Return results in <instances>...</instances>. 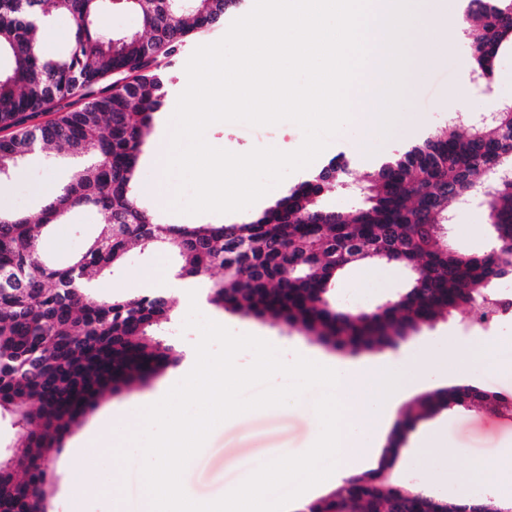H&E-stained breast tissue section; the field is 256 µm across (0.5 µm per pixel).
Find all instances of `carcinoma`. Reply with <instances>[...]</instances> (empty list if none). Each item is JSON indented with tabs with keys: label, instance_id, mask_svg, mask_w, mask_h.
Masks as SVG:
<instances>
[{
	"label": "carcinoma",
	"instance_id": "cac0c4a2",
	"mask_svg": "<svg viewBox=\"0 0 512 512\" xmlns=\"http://www.w3.org/2000/svg\"><path fill=\"white\" fill-rule=\"evenodd\" d=\"M136 13L143 33L98 27L113 6ZM241 0H0V179L51 147L89 158L41 209L0 215V417L20 431L22 461L0 472V512H45L49 463L62 436L108 392L177 366L182 352L162 339L172 303L160 294L102 297L90 275L119 266L148 240L178 256L180 273L209 284L208 302L231 314L299 328L338 352L384 350L459 309L470 316L492 298L479 287L512 276V263L490 253L447 247L442 235L458 201L488 171L512 159V109L467 130L450 122L367 176L353 181L338 155L287 196L239 224H156L134 194L140 146L172 84L179 50L194 33L224 25ZM75 21L68 48L47 57L38 32L54 14ZM460 31L474 72L490 82L512 36V0H466ZM56 117L33 123L43 112ZM350 189L361 204L337 212L324 192ZM97 209L98 233L65 266L48 263L43 230L74 210ZM497 243L512 242V182L488 207ZM393 263L420 270L391 304L352 313L334 300L352 266ZM512 412V400L469 384L419 396L397 420L377 469L350 474L300 512H481L392 478L407 433L443 410Z\"/></svg>",
	"mask_w": 512,
	"mask_h": 512
}]
</instances>
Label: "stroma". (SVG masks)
Here are the masks:
<instances>
[{"mask_svg":"<svg viewBox=\"0 0 512 512\" xmlns=\"http://www.w3.org/2000/svg\"><path fill=\"white\" fill-rule=\"evenodd\" d=\"M460 11H453L447 26L438 34L436 44L419 50L418 60L407 68L404 103L389 136L363 140L356 123H348L333 136L324 158L343 153L353 164L355 179L372 172L380 160L421 142L428 134L444 128L449 115L461 123L470 117L495 111L512 101V47L500 50L495 63L490 90L478 85L471 67L469 48L459 34ZM466 87L463 101H452L457 87ZM207 142L217 148L243 154L254 147L273 146L290 152L303 141L301 129L290 122L274 126H249L243 123L218 122L206 132ZM74 171L71 159L46 161L44 153L30 156L14 170L4 185L9 193L7 212L21 214L43 206L56 185L70 181ZM304 171L288 175L267 193L260 204L232 213H177L168 205L150 206L159 224H237L274 205L289 189L303 180ZM101 218L91 208L78 210L68 223L51 226L43 236V250L55 263L68 262L96 234ZM450 236L460 251L480 255L491 250L488 210L478 205L457 206L452 212ZM177 258L156 249L132 248L121 266L105 275L93 277L92 285L100 296H130L145 276L162 280L161 290L173 302L172 320L165 337L183 354L179 366L168 368L160 377L118 393L107 394L90 410L80 425L64 437L61 448L51 460V491L47 512H138L142 495L141 457L130 446L126 434L138 424L137 411L161 399L180 380L184 365L196 359V330L185 328L189 305L175 283ZM407 271L397 264L358 265L351 267L336 291L338 302L354 312L374 309L406 285ZM196 301L207 318L240 334L252 330L254 336L276 346L285 361L296 355L318 358L347 370L373 362L394 364L422 363L419 384L399 401L394 417H401L408 399L456 384H471L512 397V374L501 372L490 360L463 361L461 346L471 349L495 347L498 355L512 351V316L485 326L472 325L467 311L437 318L422 326L411 338L393 349L338 353L318 343L303 332L287 328L271 319L233 315L215 309L206 301L203 286H196ZM320 389L304 393L307 413H288L274 407L256 410L248 419L231 418L216 427L203 449L187 466L183 475L186 493L199 502L223 496L226 487L235 484L246 472L256 469L283 448H305L313 439V416L310 412L320 396ZM92 427L100 428L102 437L88 443L81 457L69 456L73 440ZM512 442V414L457 409L448 416L449 463L460 465L465 458L493 459L498 448ZM466 456H458V449Z\"/></svg>","mask_w":512,"mask_h":512,"instance_id":"obj_1","label":"stroma"}]
</instances>
